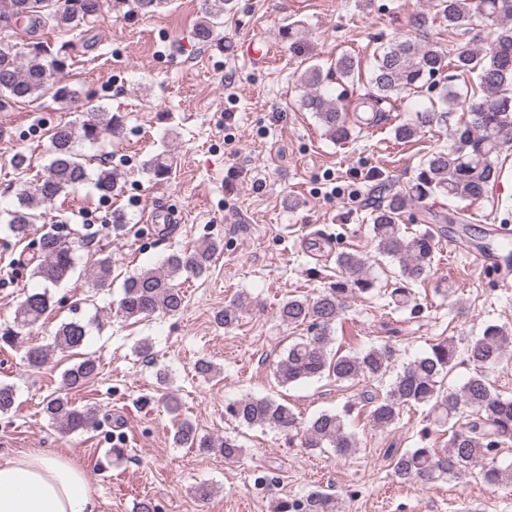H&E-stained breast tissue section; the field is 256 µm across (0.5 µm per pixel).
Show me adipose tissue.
Wrapping results in <instances>:
<instances>
[{"instance_id":"ef3b65f1","label":"adipose tissue","mask_w":512,"mask_h":512,"mask_svg":"<svg viewBox=\"0 0 512 512\" xmlns=\"http://www.w3.org/2000/svg\"><path fill=\"white\" fill-rule=\"evenodd\" d=\"M0 512H97L83 471L45 452L0 456Z\"/></svg>"}]
</instances>
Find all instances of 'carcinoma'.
<instances>
[{
    "mask_svg": "<svg viewBox=\"0 0 512 512\" xmlns=\"http://www.w3.org/2000/svg\"><path fill=\"white\" fill-rule=\"evenodd\" d=\"M170 0H112V11L119 16L126 12L155 13L168 6ZM105 0H6L0 7V34L17 31L28 23L34 30L46 26L66 32H83L104 7ZM234 0H208L207 10L195 27V36L211 41L216 25L224 13L232 11ZM435 17L450 29L466 32L474 19L483 23L479 47L462 49L443 55L432 44H423L407 35H395L380 46L368 81L369 92L361 105L372 112L392 105L407 91L417 92L425 85H434L445 68L463 82L476 101L451 133L452 143L426 155L417 169L407 193L392 191L387 185L378 188L380 203L370 212L371 232L377 253L399 268L405 285L387 293L398 308L415 300L410 285L421 282L430 273L436 251L437 232L427 225L438 220L434 212L424 211L419 220L426 228L411 235L402 230L399 220L406 208L407 197L423 202L442 196L450 201L471 204L486 197L491 184L498 181L503 162L502 147L512 140V0H434ZM71 46H59L43 40L29 41L20 53L8 45H0V110L20 100L36 101L52 94L57 101L73 99V91L63 83L71 67ZM355 57L343 55L336 59L333 70L323 73L320 66L306 69L301 76L302 107L317 118L324 135L337 144L354 136V123L339 106L342 98L322 91L323 82L336 75L347 79L354 75ZM460 106L458 92L443 87L438 100L413 113L395 128V139L412 141L424 130ZM98 121L58 124L50 134L51 161L46 173L32 181L25 179L30 164L19 155L10 159L17 172L16 203L0 212V223L19 242L31 234L33 224L42 214V204L55 201L74 187L93 180L104 196L122 190L121 174L110 168L89 173L85 159L77 152L79 144L98 143L105 133L123 128L117 115L100 113ZM144 173L154 181H163L171 174L165 156L157 154L144 163ZM221 249L217 242L204 247L171 253L159 268H146L127 277L122 285L118 313L126 320L139 321L156 313L176 314L185 295L176 280L185 273L204 275L214 255ZM32 277L42 288L25 293L14 313L13 323L0 326V344L23 349L25 364L39 370L56 350L72 351L83 346L88 325L80 320L61 324L48 346L30 343L22 330L43 318L52 306L49 288L70 278L76 266L75 249L59 233L55 224L40 237L39 252L27 259ZM369 257L354 252L336 254V280L311 297L291 296L278 308L279 321L289 327L304 326L307 335L288 347L287 354L276 364L275 377L283 385L310 379H333L355 382L368 379L381 384L382 392L362 394L372 427L380 430L396 424L407 406L428 407V418L436 428L448 434L442 448L423 445L388 454L392 475L402 482L427 481L439 478H460L481 468L483 480L496 489L512 492V463L500 465L498 452L512 446V398L504 395L490 380L489 372L512 362V329L487 325L478 336H450L430 346L402 371L394 372L396 347L386 341L361 351L331 352L336 322L344 312L345 299L353 295L380 291L377 277L369 273ZM95 285L112 283V255L99 258L89 273ZM239 319L238 307L229 305L217 312L215 323L230 330ZM466 361L472 372L458 388L444 386L459 360ZM99 374L98 361L84 357L62 375L61 393L47 400L43 412L65 434H76L98 424L97 411L77 405L68 398V391L82 387ZM16 392L10 384L0 383V413L11 411ZM358 403H349L344 413L324 411L303 424L294 410L269 397L245 396L225 406L226 414L242 424L263 429L302 432L305 448H332L336 454L351 456L361 448L355 432L348 429L346 417L353 414ZM173 443L179 448H196L214 453L228 463L243 456V448L226 438L215 440L202 435L192 422L181 420L175 427ZM340 512L339 498L321 489H314L302 499H281L274 512Z\"/></svg>",
    "mask_w": 512,
    "mask_h": 512,
    "instance_id": "1",
    "label": "carcinoma"
}]
</instances>
